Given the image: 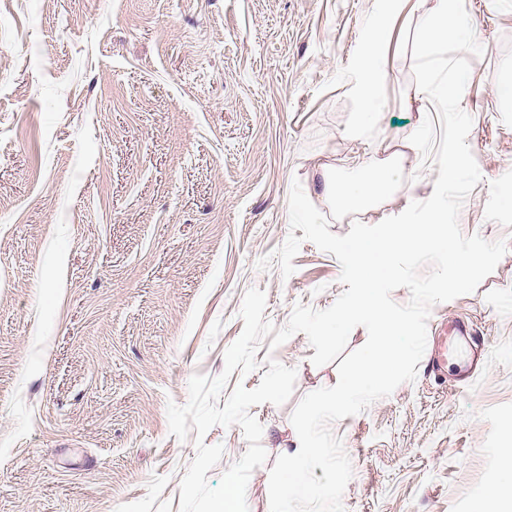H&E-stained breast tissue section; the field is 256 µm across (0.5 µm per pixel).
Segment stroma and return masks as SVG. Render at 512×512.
Returning a JSON list of instances; mask_svg holds the SVG:
<instances>
[{
    "instance_id": "1",
    "label": "stroma",
    "mask_w": 512,
    "mask_h": 512,
    "mask_svg": "<svg viewBox=\"0 0 512 512\" xmlns=\"http://www.w3.org/2000/svg\"><path fill=\"white\" fill-rule=\"evenodd\" d=\"M434 0H403L388 22L383 106L354 138L346 77L374 0H0V512H179L194 438L170 435L167 405L194 374L215 377L243 331L240 308L264 291V320L343 292L333 254L303 242L294 273L259 259L290 233L300 182L346 235L428 199L439 172L409 141L430 98L413 80L416 26ZM483 47L470 56L462 109L482 175L463 234L506 241L469 294L432 307L415 381L332 423L353 476L344 512H499L512 488V0H465ZM365 156L393 161L401 185L362 209L323 196ZM485 362L458 381L459 359L432 373L455 318ZM304 333L229 386L259 385L265 356L295 368L291 397L249 412L268 459L247 485L248 512H278L283 445L308 393L336 385ZM217 484L248 444L214 426Z\"/></svg>"
}]
</instances>
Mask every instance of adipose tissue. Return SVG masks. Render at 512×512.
Returning <instances> with one entry per match:
<instances>
[{
  "label": "adipose tissue",
  "mask_w": 512,
  "mask_h": 512,
  "mask_svg": "<svg viewBox=\"0 0 512 512\" xmlns=\"http://www.w3.org/2000/svg\"><path fill=\"white\" fill-rule=\"evenodd\" d=\"M402 0H376V11L368 21L360 57L347 83V92L359 106V114L352 126L354 135H363L367 121L379 107L380 90L387 79L380 59L387 44L385 19L395 13ZM357 180L340 183L332 176H324L325 196L334 205L352 208L367 204L373 197L388 194L398 172L391 165H374L358 162Z\"/></svg>",
  "instance_id": "adipose-tissue-1"
}]
</instances>
